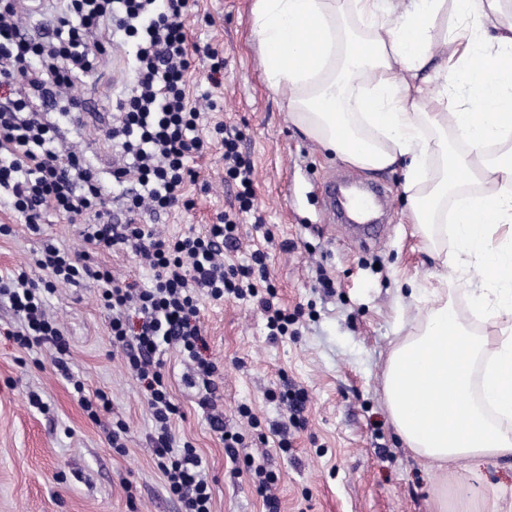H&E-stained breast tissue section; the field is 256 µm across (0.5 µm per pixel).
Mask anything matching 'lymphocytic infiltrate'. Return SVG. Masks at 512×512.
Wrapping results in <instances>:
<instances>
[{
    "instance_id": "f902f5d3",
    "label": "lymphocytic infiltrate",
    "mask_w": 512,
    "mask_h": 512,
    "mask_svg": "<svg viewBox=\"0 0 512 512\" xmlns=\"http://www.w3.org/2000/svg\"><path fill=\"white\" fill-rule=\"evenodd\" d=\"M52 37L29 38L22 16L36 13L38 0H0V190L30 229L47 212L84 218L86 242L98 250L131 249L153 271L150 287L136 288L95 264L88 252H71L45 243L32 259L44 274L34 284L26 269L0 281L24 320L15 341L24 348L50 345L51 363L68 368L63 333L46 313L44 297L61 285L83 279L99 282L100 301L112 312V344L125 354L130 373L144 385L154 421L149 436L156 465L181 512H212V491L201 456L191 445L176 448L172 422L178 413L165 372L163 352L176 347L196 361V375L210 387L215 365L199 358L203 342L200 300L255 301L270 336H286L295 315L275 304L267 254L254 250L245 262H227L236 248L244 217L262 224L254 189V169L241 150L242 133L219 123L224 147V181L235 187L234 206L202 233L175 238L147 230L145 212H170L190 206L189 186L196 175L190 158L211 149L200 135L203 111L188 90V75L198 45L190 44L185 20L192 0H60ZM130 45L134 79L116 101L117 115L105 131L123 164L102 173L83 154L59 150L50 113L68 118L81 111L72 90L92 73L101 56ZM123 186V221H113L105 180ZM139 323L130 329L127 310Z\"/></svg>"
}]
</instances>
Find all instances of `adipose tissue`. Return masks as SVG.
I'll use <instances>...</instances> for the list:
<instances>
[{
    "label": "adipose tissue",
    "instance_id": "obj_1",
    "mask_svg": "<svg viewBox=\"0 0 512 512\" xmlns=\"http://www.w3.org/2000/svg\"><path fill=\"white\" fill-rule=\"evenodd\" d=\"M252 14L293 122L355 167L406 160L409 217L440 239L434 259L482 282L463 311L444 270L411 289L424 320L384 374L398 435L429 468L512 456V0H255ZM349 15L366 38L344 30Z\"/></svg>",
    "mask_w": 512,
    "mask_h": 512
}]
</instances>
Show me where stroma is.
Returning <instances> with one entry per match:
<instances>
[{"mask_svg":"<svg viewBox=\"0 0 512 512\" xmlns=\"http://www.w3.org/2000/svg\"><path fill=\"white\" fill-rule=\"evenodd\" d=\"M254 0H197L187 21L191 41L211 44L224 59V76L210 88L209 62L199 59L188 82L200 95L212 92L218 111L207 113L203 131L216 122L243 133L242 152L254 167L263 228L244 224L234 253L269 255L278 303L298 313V333L271 339L253 303L202 300L200 321L217 367L215 410L199 405L201 388L191 363L177 349L165 354L178 442L201 455L212 490V512H265L249 473L232 463L209 416L245 434V452L277 476L280 512H434L436 492L448 487L449 512H512V457L462 461L440 471L422 466L392 426L383 375L399 337L415 333L422 317L405 287H428L439 265L408 220L402 167L365 171L325 152L288 117L284 98L268 87L253 36ZM133 75L123 52L102 58L97 71L73 90L86 109L59 119V146L82 152L101 171L112 169L114 150L104 136L113 106ZM223 148L214 145L190 159L197 180L192 208L143 221L168 236L204 232L229 208L234 191L224 183ZM346 175L386 184L387 229L381 242L359 247L336 224L320 184ZM0 276L28 266L45 239L86 250L84 225L56 213L33 233L0 198ZM93 259L115 277L144 287L151 273L134 253L101 251ZM333 285L320 287V277ZM45 309L68 343L69 375L56 371L47 347L28 350L0 337V512H180L166 488L147 440L153 422L144 388L114 350L111 311L99 300V284L87 279L45 297ZM83 392H76L74 382ZM307 395L304 425L290 429V452H281L269 427L288 419L276 400L285 384ZM109 410L90 420L82 400L98 393ZM41 407H34L32 398ZM259 419L249 428L239 410ZM124 421V452L108 436Z\"/></svg>","mask_w":512,"mask_h":512,"instance_id":"stroma-1","label":"stroma"}]
</instances>
